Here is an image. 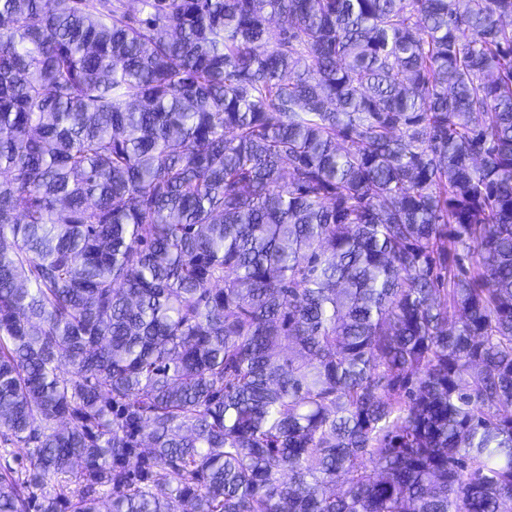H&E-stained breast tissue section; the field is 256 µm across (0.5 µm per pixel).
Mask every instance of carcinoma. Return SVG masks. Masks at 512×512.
<instances>
[{
    "label": "carcinoma",
    "mask_w": 512,
    "mask_h": 512,
    "mask_svg": "<svg viewBox=\"0 0 512 512\" xmlns=\"http://www.w3.org/2000/svg\"><path fill=\"white\" fill-rule=\"evenodd\" d=\"M0 0V512H502L512 0Z\"/></svg>",
    "instance_id": "1"
}]
</instances>
